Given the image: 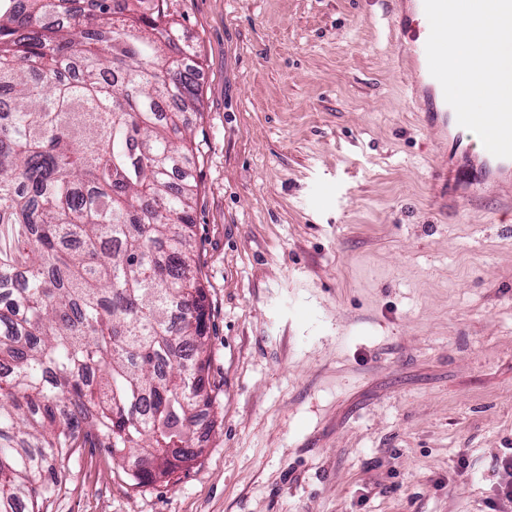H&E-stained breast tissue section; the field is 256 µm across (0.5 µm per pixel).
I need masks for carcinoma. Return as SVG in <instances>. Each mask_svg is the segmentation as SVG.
I'll return each instance as SVG.
<instances>
[{
    "mask_svg": "<svg viewBox=\"0 0 512 512\" xmlns=\"http://www.w3.org/2000/svg\"><path fill=\"white\" fill-rule=\"evenodd\" d=\"M0 0V512H44L79 440L138 486L202 452L196 70L166 0Z\"/></svg>",
    "mask_w": 512,
    "mask_h": 512,
    "instance_id": "cac0c4a2",
    "label": "carcinoma"
}]
</instances>
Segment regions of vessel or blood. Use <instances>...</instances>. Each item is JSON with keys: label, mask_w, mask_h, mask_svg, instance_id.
<instances>
[{"label": "vessel or blood", "mask_w": 512, "mask_h": 512, "mask_svg": "<svg viewBox=\"0 0 512 512\" xmlns=\"http://www.w3.org/2000/svg\"><path fill=\"white\" fill-rule=\"evenodd\" d=\"M396 12L401 18L393 32L397 40V58L401 67L409 75L407 84L408 96L417 101L424 96L438 97L443 89L440 83L432 77L428 68L426 42L428 30H414L417 17L424 15V0H393ZM420 120L425 129L433 135L439 147H446L454 141L460 126L454 110L448 105H440L439 109L421 114ZM480 162L473 166L474 197H481L485 188L492 186L502 192L512 191V158H498L488 151H481ZM431 183L437 194L435 201L439 209H446L447 195L443 187L448 182L462 181L463 176L456 170L450 169L443 156H436L430 171Z\"/></svg>", "instance_id": "vessel-or-blood-1"}]
</instances>
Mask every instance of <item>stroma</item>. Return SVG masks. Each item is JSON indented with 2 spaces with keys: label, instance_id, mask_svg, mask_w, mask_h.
<instances>
[{
  "label": "stroma",
  "instance_id": "1",
  "mask_svg": "<svg viewBox=\"0 0 512 512\" xmlns=\"http://www.w3.org/2000/svg\"><path fill=\"white\" fill-rule=\"evenodd\" d=\"M217 401L134 486L83 445L44 512H488L512 448V207H432L385 0H167Z\"/></svg>",
  "mask_w": 512,
  "mask_h": 512
}]
</instances>
